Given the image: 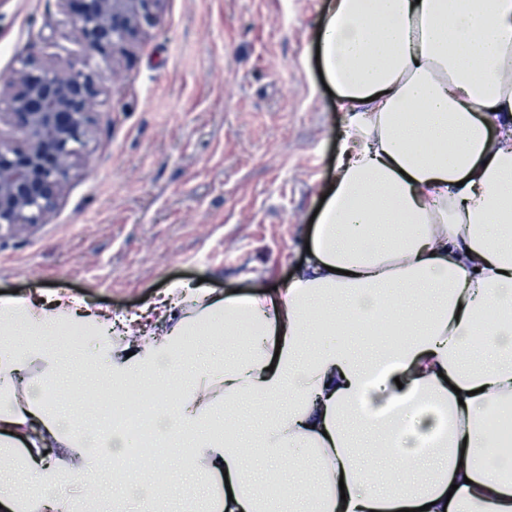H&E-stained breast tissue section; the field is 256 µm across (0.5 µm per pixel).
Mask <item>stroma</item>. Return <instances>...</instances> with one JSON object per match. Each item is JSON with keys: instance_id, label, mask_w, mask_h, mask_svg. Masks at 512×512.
<instances>
[{"instance_id": "35a3bbf8", "label": "stroma", "mask_w": 512, "mask_h": 512, "mask_svg": "<svg viewBox=\"0 0 512 512\" xmlns=\"http://www.w3.org/2000/svg\"><path fill=\"white\" fill-rule=\"evenodd\" d=\"M329 0H166L139 38L92 66L102 76L93 133L45 223L0 234V293L80 299L140 315L171 283L205 281L225 295L275 286L303 263L334 175L345 115L318 72ZM43 43L66 65L78 47L58 0H0V74ZM57 356L51 406L74 416L68 379L95 399L85 424L109 428L102 369L85 366L97 336ZM182 479L165 482L163 512H204L209 478L173 445ZM112 459L84 474L103 506L133 512Z\"/></svg>"}]
</instances>
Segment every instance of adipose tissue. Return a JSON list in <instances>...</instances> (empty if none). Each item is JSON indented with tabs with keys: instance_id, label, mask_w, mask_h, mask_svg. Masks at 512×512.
Segmentation results:
<instances>
[{
	"instance_id": "ef3b65f1",
	"label": "adipose tissue",
	"mask_w": 512,
	"mask_h": 512,
	"mask_svg": "<svg viewBox=\"0 0 512 512\" xmlns=\"http://www.w3.org/2000/svg\"><path fill=\"white\" fill-rule=\"evenodd\" d=\"M318 49L346 125L311 254L277 289L172 285L154 323L74 298H0V473L42 484L136 440L72 428L43 396L55 358L14 338L70 325L106 343L107 388L151 400L147 468L187 442L209 512H512V0H331ZM238 349L185 367L194 336ZM279 404L250 438L216 410ZM433 444L418 447L421 436Z\"/></svg>"
}]
</instances>
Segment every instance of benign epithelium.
Wrapping results in <instances>:
<instances>
[{"instance_id": "1", "label": "benign epithelium", "mask_w": 512, "mask_h": 512, "mask_svg": "<svg viewBox=\"0 0 512 512\" xmlns=\"http://www.w3.org/2000/svg\"><path fill=\"white\" fill-rule=\"evenodd\" d=\"M81 53L59 67L28 49L21 67L0 75V231L41 224L56 207L92 133L100 75L94 56L106 57L135 40L165 0H60Z\"/></svg>"}]
</instances>
